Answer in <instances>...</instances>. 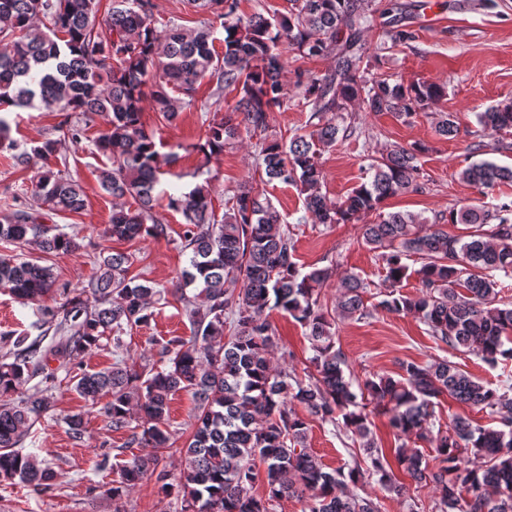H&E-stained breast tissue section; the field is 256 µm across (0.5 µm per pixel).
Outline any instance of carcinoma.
<instances>
[{"label": "carcinoma", "instance_id": "obj_1", "mask_svg": "<svg viewBox=\"0 0 512 512\" xmlns=\"http://www.w3.org/2000/svg\"><path fill=\"white\" fill-rule=\"evenodd\" d=\"M290 2L288 14L271 19L261 13L240 16L238 0H188L223 20L219 52L209 26L189 33L175 24L158 29L152 0H109L102 17L101 0H0V112L42 107L77 112L87 122L102 118L106 129L97 146L112 166L101 172V186L112 197L129 196L136 204L113 210L105 234L133 241L145 235L165 238L169 230L155 213L156 187L169 159L142 122L146 100L173 123L180 114L176 100L195 105L203 79H215L234 92L230 113L209 123L192 145L208 158L224 154V145L242 129L266 132L270 112L283 106L288 60L282 44L302 58L334 57L331 74L297 71V87L315 115L340 114L356 105L408 118L445 95L436 83H404L362 66L368 0ZM476 117L485 129H512V101ZM343 130L327 121L308 134L261 143L267 182L299 189L315 224L352 223L380 210L388 198L419 188L425 146L391 145L364 169L344 200L327 201L320 156L335 147ZM436 132L457 137V117L440 116ZM59 143L36 141L17 156L23 165L42 162L32 193L35 206L0 216V239L32 240L47 254L79 250L73 238L43 222L50 214L86 206L78 181L49 165ZM458 176L482 194L497 183H512V167L480 160ZM166 199V207L185 219L182 248L190 256L177 292L191 336L157 343L165 362L160 371L122 357L123 332L148 323L161 289L129 275L133 254L103 252L95 276L83 288L65 292L57 305L40 307L38 336H16L0 353L1 483L21 482L36 490L51 486V467L21 445L37 423L54 417L62 370L85 401L94 405L107 399L102 410L112 430L129 432V443L149 449L124 463L120 480L106 489L114 512H122L119 501L127 491L153 474L162 481L164 496L173 494L180 502V512H270V503L285 497L307 499L308 512H379L376 502L353 493L349 485L368 472L398 494L402 483L394 463L414 483L433 485L438 512H512V397L445 359L402 360L395 377L377 373L355 383L317 291L332 270L301 271L288 228L265 195L245 185L228 198L220 217L206 183ZM447 223L459 231L451 234L443 224L403 212L381 213L379 221L361 225L363 243L384 271L377 284L383 296L378 307L419 318L435 340L490 366L511 362L512 307L500 306L494 272H512V200L453 209ZM413 255L421 265L412 271L406 260ZM413 274L418 291L402 292ZM0 285L19 300L40 303L54 291L55 277L50 266L0 259ZM189 287L197 290L191 297ZM341 288L335 313L367 317L364 279L347 274ZM272 308L308 332L314 372L306 380L270 366L273 331L266 310ZM104 339L112 340V366L81 369L79 356L101 347ZM52 361L58 366L50 367ZM37 377L39 389L21 391ZM179 391L197 400L194 428L181 443L168 429L171 396ZM444 395L496 416L498 426L454 415L447 430L432 431L428 422ZM297 404L325 424L342 420L363 458L347 468L319 462L306 446L308 422ZM370 404L388 417L396 441L388 452L375 441L365 412ZM65 423L73 438H82L84 413L66 416ZM412 436L432 445L433 458L405 448L401 440ZM175 455L180 461L176 474L164 469ZM471 456L481 464H468ZM257 461L264 465L263 497L251 494Z\"/></svg>", "mask_w": 512, "mask_h": 512}]
</instances>
